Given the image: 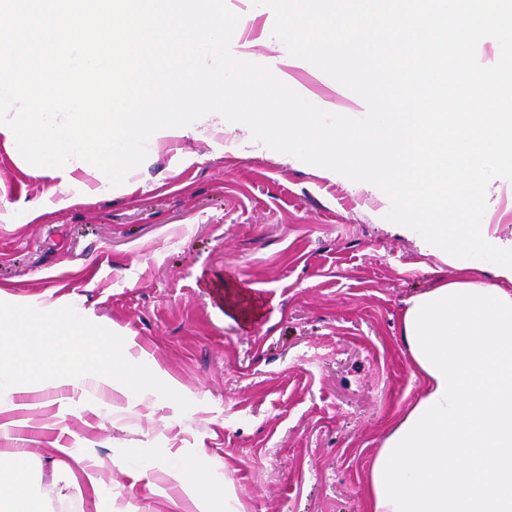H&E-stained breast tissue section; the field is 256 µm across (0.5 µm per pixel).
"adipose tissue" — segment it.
I'll return each instance as SVG.
<instances>
[{
  "label": "adipose tissue",
  "instance_id": "ef3b65f1",
  "mask_svg": "<svg viewBox=\"0 0 512 512\" xmlns=\"http://www.w3.org/2000/svg\"><path fill=\"white\" fill-rule=\"evenodd\" d=\"M400 336L424 391L375 453L364 512H512V279L463 268L410 297ZM46 454L71 483L97 493L86 456L54 444ZM174 478L198 512H224L231 479L214 483L197 457L141 449L112 466ZM0 512H48L29 458L0 451Z\"/></svg>",
  "mask_w": 512,
  "mask_h": 512
}]
</instances>
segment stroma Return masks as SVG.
Masks as SVG:
<instances>
[{"label": "stroma", "instance_id": "stroma-1", "mask_svg": "<svg viewBox=\"0 0 512 512\" xmlns=\"http://www.w3.org/2000/svg\"><path fill=\"white\" fill-rule=\"evenodd\" d=\"M249 6L233 40L249 62L277 58V77L321 109L359 106L322 71L268 38ZM59 206L0 141V289L30 302L49 292L114 324L177 382L192 406L132 407L109 389L51 388L14 395L25 427L0 450H26L49 512H157L176 482L150 493L138 469L106 472L97 494L52 473L58 442L111 462L133 448L193 455L213 481L231 477L234 512H363L373 456L422 383L400 338L406 300L435 280L439 259L382 227L384 197L322 175L253 141L249 130L206 123L148 143L121 185L86 176ZM45 201L38 221L30 204ZM233 281L260 317L226 315L217 295Z\"/></svg>", "mask_w": 512, "mask_h": 512}]
</instances>
